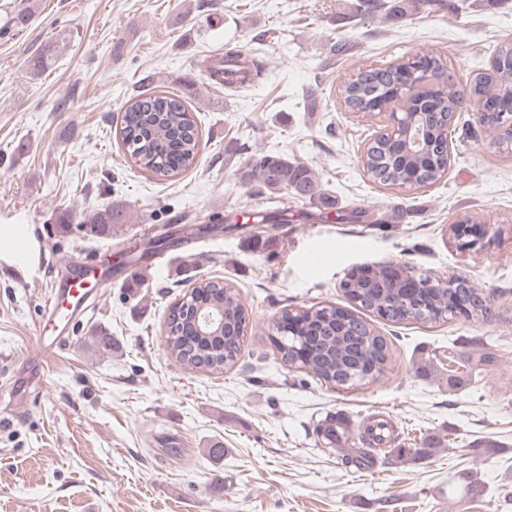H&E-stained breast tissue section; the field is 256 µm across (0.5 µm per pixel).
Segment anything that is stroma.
<instances>
[{"label": "stroma", "mask_w": 512, "mask_h": 512, "mask_svg": "<svg viewBox=\"0 0 512 512\" xmlns=\"http://www.w3.org/2000/svg\"><path fill=\"white\" fill-rule=\"evenodd\" d=\"M26 1L28 26L0 35V225L32 242L24 279L0 272V388L20 379L40 392L0 427V512H512V154L467 112L439 182L376 183L362 155L387 119L348 111L338 93L359 68L425 51L466 85L512 37V0H445L400 24L365 25L343 19L355 0ZM340 39L353 49L331 60ZM49 40L56 59L32 75L28 60ZM228 44L259 55L265 74L217 92L198 61ZM146 75L155 92L194 86L199 154L167 181L149 178L115 138ZM275 152L311 168L337 209H360L361 220L328 222L320 204L301 202L293 221L244 227L264 190L242 167ZM111 205L124 223L83 234L82 212ZM199 212L240 228L195 239L169 269L135 272V288L113 276L71 345L46 371L28 367L53 283L134 246L141 225L179 229L182 214ZM468 217L487 229L473 250L450 230ZM381 263L465 278L495 317H372L392 363L359 388L284 364L272 342L282 312L345 305L347 276ZM200 277L231 285L252 323L223 373L186 368L164 348L169 304ZM103 333L112 354L96 349ZM483 350L497 357L488 373L450 378ZM336 414L355 428L390 421L372 466H344L324 449L316 427ZM433 438L441 447L410 458ZM467 475L479 494H465Z\"/></svg>", "instance_id": "obj_1"}]
</instances>
